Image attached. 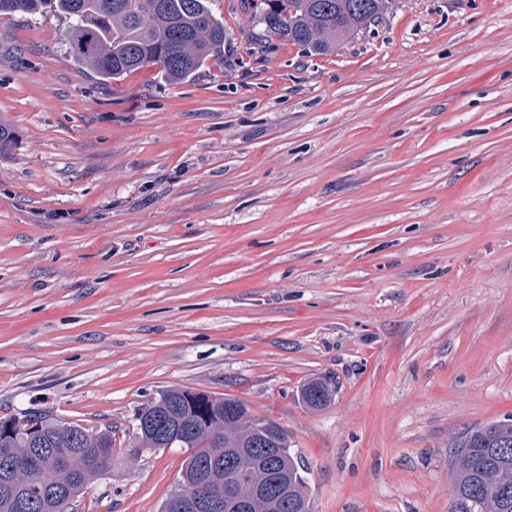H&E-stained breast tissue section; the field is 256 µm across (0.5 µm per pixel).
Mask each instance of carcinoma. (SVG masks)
<instances>
[{
    "label": "carcinoma",
    "instance_id": "cac0c4a2",
    "mask_svg": "<svg viewBox=\"0 0 512 512\" xmlns=\"http://www.w3.org/2000/svg\"><path fill=\"white\" fill-rule=\"evenodd\" d=\"M254 27L263 35L288 41L310 55H328L336 46L379 21L387 0H251ZM53 13L66 21L62 41L66 53L100 82L110 83L144 69H156L169 84L188 82L210 62L224 65V21L210 0H0V16ZM16 140L12 126L0 119V155ZM189 389L174 387L142 404L135 413L133 437L139 448L157 445L168 429L190 430L188 443L180 445L186 456L177 487L160 512H177L174 498L191 486L203 466L224 460V449L249 452L251 471L238 487L244 496L251 484L271 485L280 475L296 485L307 501L306 482L298 457L281 431L275 451L263 458L265 437L254 425L260 419L224 420V407L234 404L250 413L248 405L228 395L212 394L206 404L193 406ZM311 409L330 405L332 396L314 378L301 389ZM159 423L141 426V417ZM42 440L34 445L23 432H0V512H21L15 487L28 477L27 454L41 457L39 479L43 497L26 512H73L74 502L114 458L112 429L84 434L79 422L40 416ZM454 481L448 512H512V419L468 430L451 460Z\"/></svg>",
    "mask_w": 512,
    "mask_h": 512
}]
</instances>
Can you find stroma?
Instances as JSON below:
<instances>
[{"label":"stroma","instance_id":"obj_1","mask_svg":"<svg viewBox=\"0 0 512 512\" xmlns=\"http://www.w3.org/2000/svg\"><path fill=\"white\" fill-rule=\"evenodd\" d=\"M211 6L224 64L179 85L0 18V417L111 425L75 512H159L169 387L283 427L310 512H448L462 433L512 418V0H389L328 56ZM322 385L328 392L333 393L331 381L323 379ZM322 385L320 378H314L302 386L301 397L307 407L318 410L330 405L332 396L322 390Z\"/></svg>","mask_w":512,"mask_h":512}]
</instances>
